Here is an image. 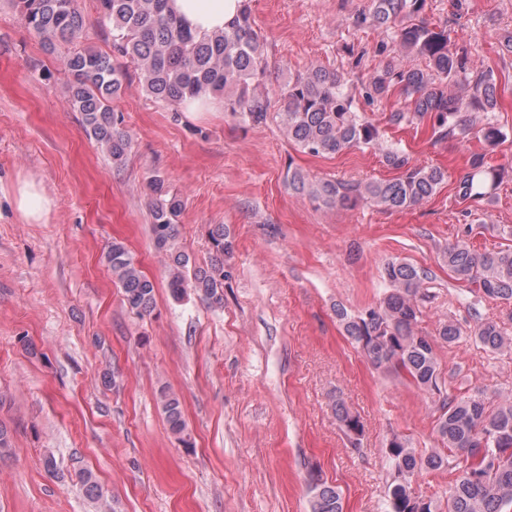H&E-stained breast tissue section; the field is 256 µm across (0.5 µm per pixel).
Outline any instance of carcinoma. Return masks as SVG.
<instances>
[{
    "mask_svg": "<svg viewBox=\"0 0 512 512\" xmlns=\"http://www.w3.org/2000/svg\"><path fill=\"white\" fill-rule=\"evenodd\" d=\"M26 24L51 42L78 40L85 27L79 0H13ZM99 22L112 36V54L89 47L71 51L62 60L72 77L71 106L80 113L86 133L120 165L132 141L121 128L122 119L111 101L121 92L127 73L112 56L125 58L140 71L146 94L167 106L179 107L203 92L224 94V111L251 125L278 116L290 142L311 156H332L351 148H375L383 163L398 171L390 180L360 182L314 180L301 170L288 172V189L324 206L352 207L366 202L389 211H404L429 200L446 180L439 167L412 161L400 147L384 145L381 134L364 113L357 111L349 89V73L313 66L288 78L278 112L271 113L266 91L267 56L264 42L253 27L250 6L222 32L197 36L166 10L167 0H98ZM426 0H369L355 20L359 28L374 29L382 38L373 47L378 63L360 94L375 106L393 97L397 107L386 116L389 126L427 127L437 141L482 140L493 148L504 138L490 117L499 105L493 68L473 71L463 53L449 48L444 27L421 18ZM482 112L476 126L461 119L463 112ZM500 183L499 169L483 154L470 156L457 178L458 198L464 202L491 201ZM152 195L151 225L155 250L167 257L168 288L176 300L193 292L208 305H224V284L231 273L224 258L235 248L228 228L215 224L209 231L215 252L210 265L192 266L190 256L176 242L175 218L183 203L172 195L159 174L148 178ZM112 275L122 290L123 303L133 314H150L155 285L140 270L128 248L114 241L106 255ZM444 263L466 291L492 300H512V246L478 252L465 239L448 244ZM382 277L388 288L377 304L352 311L334 309L343 335L366 357L372 368L405 381L438 402L437 444L421 452L411 441L390 439L386 457L390 466L386 512H507L512 507V400L492 407L483 399L449 396L434 343L419 330L424 303L430 299L428 272L392 258ZM472 336L485 351L512 349V337L495 321L485 320L469 330L454 319L443 322L439 336L445 343L462 334ZM158 403L169 430L183 444L186 422L177 394L163 387ZM336 418L353 448L364 436L360 417L336 403ZM459 475L450 487L445 506L416 494L413 481L419 471H439L450 464ZM311 512H344L337 487L313 468L309 474ZM85 494L98 512L111 507L92 473L79 475Z\"/></svg>",
    "mask_w": 512,
    "mask_h": 512,
    "instance_id": "obj_1",
    "label": "carcinoma"
}]
</instances>
